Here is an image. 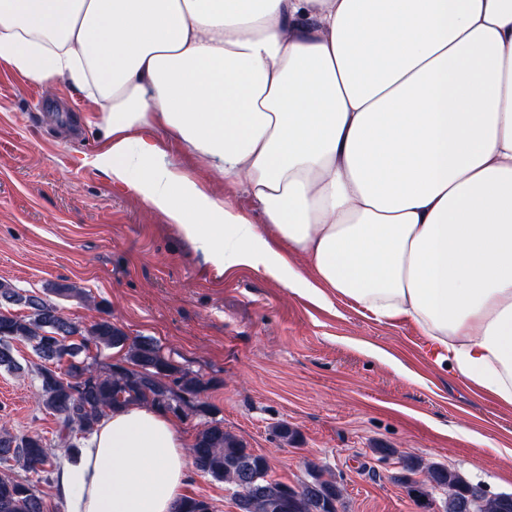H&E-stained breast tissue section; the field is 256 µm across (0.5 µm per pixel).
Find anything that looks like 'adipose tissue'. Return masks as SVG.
Instances as JSON below:
<instances>
[{"mask_svg":"<svg viewBox=\"0 0 512 512\" xmlns=\"http://www.w3.org/2000/svg\"><path fill=\"white\" fill-rule=\"evenodd\" d=\"M0 62L79 90L94 164L217 270L410 320L512 407V0H0ZM185 448L175 417L112 411L58 470L66 512H174ZM160 143L168 152L171 161L187 172L197 183L217 195L224 194L232 205L243 211L252 213V218L255 223H263L261 213L255 209L250 198L241 188L237 190L229 188L224 184V179H221L208 164L184 156L179 148L172 142L161 139Z\"/></svg>","mask_w":512,"mask_h":512,"instance_id":"obj_1","label":"adipose tissue"}]
</instances>
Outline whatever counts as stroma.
I'll return each mask as SVG.
<instances>
[{"instance_id": "35a3bbf8", "label": "stroma", "mask_w": 512, "mask_h": 512, "mask_svg": "<svg viewBox=\"0 0 512 512\" xmlns=\"http://www.w3.org/2000/svg\"><path fill=\"white\" fill-rule=\"evenodd\" d=\"M83 95L54 96L0 63V280L43 293L68 282L86 299L56 298L72 321L108 317L129 337L149 336L207 387V414L178 415L195 438L218 421L267 458L272 479L294 485L306 464L327 465L344 487L345 512H424L393 479L380 448L438 462L493 493H512V408L435 364L412 322L375 321L342 301L318 305L249 267L218 272L177 225L91 164L101 151ZM171 161L207 190L262 223L248 195L170 141ZM19 370L0 369V429L55 439L57 416L35 398L38 357L11 344ZM381 349L412 372L400 378ZM285 423L295 443L273 433ZM478 435L462 439L459 428ZM184 493L214 512H237L231 491L189 467Z\"/></svg>"}]
</instances>
